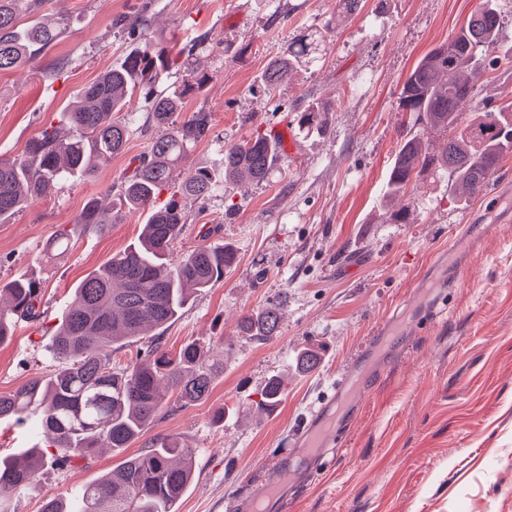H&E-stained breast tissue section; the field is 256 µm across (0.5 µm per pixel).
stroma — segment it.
<instances>
[{
	"label": "stroma",
	"instance_id": "stroma-1",
	"mask_svg": "<svg viewBox=\"0 0 512 512\" xmlns=\"http://www.w3.org/2000/svg\"><path fill=\"white\" fill-rule=\"evenodd\" d=\"M478 3L361 0L359 11L340 17L336 0H45L43 15L68 26L34 61L0 74V159L20 156L83 87L123 64L136 47L123 23L140 15L172 50L207 39L200 63L213 77L186 98L183 113L209 112L212 132L187 150L174 180L203 166L222 173L225 145L295 122L308 107L333 108L323 130H295L296 153L281 154L268 180L220 183L188 205L177 253L220 241L235 262L156 334L169 352L193 341L221 360L209 396L161 413L126 448L47 470L42 490L21 496L17 512H39L45 490L74 505L78 487L167 435L196 451L176 512H225L231 499L260 495L266 464L288 451L376 323L403 303L418 308L419 324L389 348L377 384L360 392L362 411L344 445L325 449L289 487L284 512H512V151L467 206L449 196L447 177L428 173L397 200L409 209L407 223H393L386 201L391 159L413 125L400 106L402 84ZM495 5L501 27L490 54L500 63L476 81L469 116L488 101L512 111V0ZM321 29L317 61L266 97L259 81L270 60ZM142 106L134 93L122 154L0 223V282L35 280L44 311L18 322L0 346V395L57 369L50 347L75 288L138 240L141 213L100 234L76 220L89 198L105 197L147 152L157 130ZM461 225L474 236L445 288L433 260ZM63 230L70 248L48 252ZM418 282L431 288V306H419ZM273 302L283 308L279 331L242 335L239 319ZM307 348L321 362L302 372L296 357ZM276 375L287 383L272 416L259 401ZM41 445L38 415L0 421V457Z\"/></svg>",
	"mask_w": 512,
	"mask_h": 512
}]
</instances>
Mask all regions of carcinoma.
I'll use <instances>...</instances> for the list:
<instances>
[{
    "instance_id": "1",
    "label": "carcinoma",
    "mask_w": 512,
    "mask_h": 512,
    "mask_svg": "<svg viewBox=\"0 0 512 512\" xmlns=\"http://www.w3.org/2000/svg\"><path fill=\"white\" fill-rule=\"evenodd\" d=\"M43 0H0V73L29 63L35 52L54 43L65 29L63 20L51 22L39 15ZM31 16L26 26L19 15ZM500 15L493 0H481L467 24L448 43L431 50L402 85V111L410 112L419 132L401 141L389 174V196L404 192L413 176L431 172L449 176V189L465 198L482 194L497 169L500 150L512 148V113L495 108L447 137L443 151L429 152L423 134L454 130L463 118L474 83L483 70V51L497 39ZM140 45L125 63L104 72L82 91L67 112L71 134L49 126L31 138L23 155L0 159V219L14 217L37 200L58 190L69 175L121 154L132 120L119 119L126 98L144 91L147 118L158 129L147 155L121 178L111 207L88 200L77 223L101 233L112 220L138 211L147 213L138 244L112 256L85 277L74 290L64 318L55 331L53 356L61 367L37 375L13 392L0 396V417L23 419L40 413V427L53 452L28 448L21 456L0 459V512H14L17 496L40 485L49 466L88 459L105 444L126 448L163 410L186 406L210 393L215 365L195 343L175 355L151 346L145 359L121 369L112 364V347L141 339L153 329L174 321L190 296L224 279L235 259L222 243L199 246L171 260L188 214L186 200L203 201L215 185V176L201 167L172 184V170L186 150L208 138L211 115L193 113L177 122L186 96L202 89L211 75L191 60L200 55L205 39H198L172 55L163 37L149 34L148 20L140 17L128 26ZM317 59V38L302 37L274 59L261 76L263 93L271 96L298 69ZM181 79L170 81L172 75ZM307 108L298 127L321 126V113ZM277 141L258 132L224 147V180L248 178L261 182L274 170ZM165 201H160L164 191ZM41 287L24 278L0 285V344L13 336L23 319L40 317ZM281 305L271 304L255 315H245L240 332L255 337L273 335L281 322ZM174 400L165 402L162 389ZM281 378L271 379L261 406L279 402ZM195 450L175 437H162L144 451L124 460L112 473L79 489L80 512H174L193 475Z\"/></svg>"
}]
</instances>
